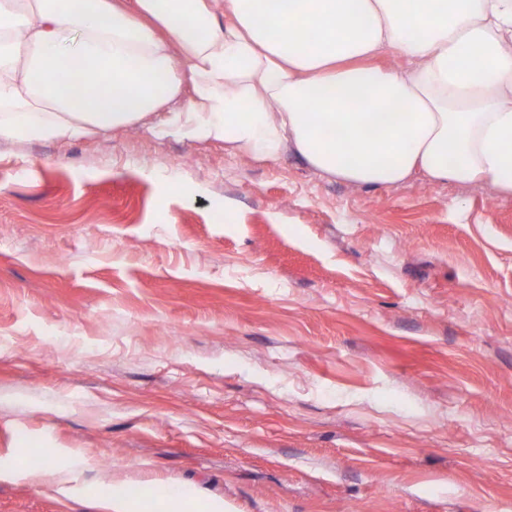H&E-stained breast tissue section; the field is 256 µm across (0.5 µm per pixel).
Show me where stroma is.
<instances>
[{
	"mask_svg": "<svg viewBox=\"0 0 512 512\" xmlns=\"http://www.w3.org/2000/svg\"><path fill=\"white\" fill-rule=\"evenodd\" d=\"M226 512H512V197L119 128L0 142V460ZM61 458L67 459L66 465H59L58 461ZM46 463V468L39 476L51 480L64 481L65 476L72 473L80 465L81 461L77 458H67L60 450H57L53 455L46 457Z\"/></svg>",
	"mask_w": 512,
	"mask_h": 512,
	"instance_id": "stroma-1",
	"label": "stroma"
}]
</instances>
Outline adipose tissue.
Here are the masks:
<instances>
[{"label":"adipose tissue","instance_id":"ef3b65f1","mask_svg":"<svg viewBox=\"0 0 512 512\" xmlns=\"http://www.w3.org/2000/svg\"><path fill=\"white\" fill-rule=\"evenodd\" d=\"M0 0V140L142 125L361 187L512 197V0ZM394 50L407 68L372 66ZM73 67L69 82L53 75ZM191 98H184V90ZM106 512H224L117 488Z\"/></svg>","mask_w":512,"mask_h":512}]
</instances>
